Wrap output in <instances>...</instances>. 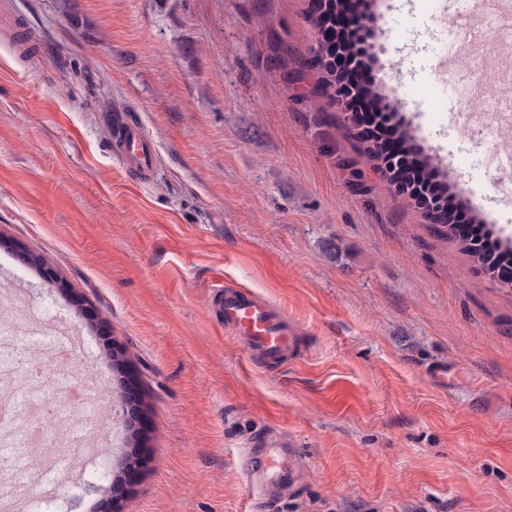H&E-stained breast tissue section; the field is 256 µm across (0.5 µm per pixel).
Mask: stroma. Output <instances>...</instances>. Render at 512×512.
<instances>
[{
  "mask_svg": "<svg viewBox=\"0 0 512 512\" xmlns=\"http://www.w3.org/2000/svg\"><path fill=\"white\" fill-rule=\"evenodd\" d=\"M420 6L377 8L375 81L409 86L400 119L462 188L457 127L512 125V42L493 74L441 70ZM312 9L0 0V293L50 304L75 337L72 378L101 397L70 418L104 471L129 451L126 390L142 404L126 496L94 468L67 470L49 490L70 512H250L243 460L263 435L286 436L302 465L279 512H512V291L432 232L364 162L344 103L299 72ZM443 79L478 86L487 110L450 98L432 111L422 90ZM123 113L155 148L149 175L114 151ZM219 280L286 307L300 358L250 366L208 311ZM113 346L132 363L124 386Z\"/></svg>",
  "mask_w": 512,
  "mask_h": 512,
  "instance_id": "stroma-1",
  "label": "stroma"
}]
</instances>
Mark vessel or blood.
<instances>
[{
  "label": "vessel or blood",
  "instance_id": "obj_1",
  "mask_svg": "<svg viewBox=\"0 0 512 512\" xmlns=\"http://www.w3.org/2000/svg\"><path fill=\"white\" fill-rule=\"evenodd\" d=\"M116 133L117 155L123 163L141 173L150 171L154 150L140 124L128 117L119 119ZM210 302L225 335L246 353L252 364L278 366L297 356L300 327L284 306L256 292L221 283L216 284ZM286 448L285 441L274 437L266 447L247 449L244 478L254 492V504L270 502L296 486L298 468L277 472L272 466L274 457ZM8 463L18 481L28 482L35 464L22 449L9 448Z\"/></svg>",
  "mask_w": 512,
  "mask_h": 512
}]
</instances>
